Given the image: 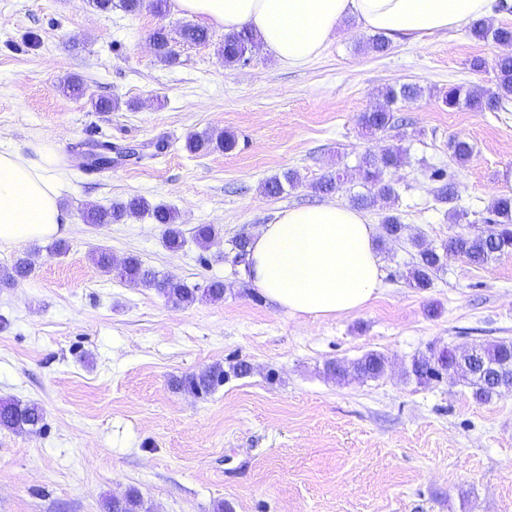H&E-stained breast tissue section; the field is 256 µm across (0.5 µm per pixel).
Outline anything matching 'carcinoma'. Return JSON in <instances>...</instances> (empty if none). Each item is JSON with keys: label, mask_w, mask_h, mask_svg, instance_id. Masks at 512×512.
<instances>
[{"label": "carcinoma", "mask_w": 512, "mask_h": 512, "mask_svg": "<svg viewBox=\"0 0 512 512\" xmlns=\"http://www.w3.org/2000/svg\"><path fill=\"white\" fill-rule=\"evenodd\" d=\"M472 37L477 40H492L496 43L509 42L512 44V27L508 25L495 26L479 19L469 27ZM182 39L189 43H205L210 35L207 29L186 25L181 30ZM152 41L157 56L164 62L176 60L170 39L165 28L156 29ZM256 47V39L252 32L242 30L224 36L222 55L224 65L231 68L247 61V54ZM494 86L484 90H472L462 85H453L442 97V102L450 110L469 107L480 111L497 112L505 108L512 99V55L500 57L494 67ZM423 89L416 83H406L399 87L387 86L380 95L383 103L370 112H364L359 117L361 128L377 132L391 126L394 119L392 106L397 102H409L422 96ZM236 145L235 136L229 132L217 135H191L186 142V148L194 154L208 153L214 150L229 151ZM96 151L87 156L85 166L93 171L112 168V143L95 142ZM453 157L459 162L469 159L472 147L464 140L452 138L448 143ZM405 162V153L401 148H389L383 153L367 152L359 161V168L367 186V192L352 197L353 205L358 208L375 206L380 201H386L396 196L393 185L385 180V172L400 167ZM430 178L439 183L437 197L440 201L449 203L455 199L453 183L448 181L447 173L436 169ZM297 183L296 173L288 170L282 176L266 180L263 191L269 195L282 192L284 185L293 186ZM150 214L158 224L166 225V242L169 248L175 250L184 243L183 231L177 224L178 215L172 209L159 204H152L143 197H133L123 203H117L108 209H92L87 212L86 219L91 224H112L123 218L140 214ZM494 219L487 232L479 235L455 233L448 237L441 249L430 248L418 237H409L407 241L414 250L415 261L405 275V283L411 288L427 289L432 286L434 279L443 271L448 261L455 256H464L474 265H483L493 256L512 252V196H502L491 205ZM406 225L402 224L397 215H387L381 222L380 239L400 241L404 239ZM31 263L26 257H18L11 267L0 275V282L8 284L27 277ZM118 276L120 280L147 288H155L174 305L194 303L202 296L212 302L224 300V283L214 281L206 287L190 286L182 281L171 278H158L154 270L145 266L137 257L126 258ZM472 354L474 367L456 373L458 378L470 386L473 395L479 401H488L504 388L512 389V340L481 346L444 349L428 352L413 357L406 374L420 385L439 380L443 372L448 370L449 362L456 356ZM387 359L381 353L370 352L346 366L337 361L329 362L324 369V375L338 382L349 379L368 380L381 377L386 369ZM249 373L247 362L241 360L231 366V371L215 363L198 373H190L174 381L178 390H192L201 395L214 391L224 384L229 375L242 377ZM44 411L36 403L5 400L0 402V428L12 431L36 432L43 427ZM143 502L140 494L131 490L122 498L105 500V512H141Z\"/></svg>", "instance_id": "1"}]
</instances>
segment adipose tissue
<instances>
[{"label": "adipose tissue", "mask_w": 512, "mask_h": 512, "mask_svg": "<svg viewBox=\"0 0 512 512\" xmlns=\"http://www.w3.org/2000/svg\"><path fill=\"white\" fill-rule=\"evenodd\" d=\"M225 32L250 29L262 50L298 68L316 58L341 26L418 38L457 30L489 17L492 0H174ZM63 178L51 148L39 161L0 147V242L23 243L59 234ZM376 230L359 211L339 203L292 207L253 237L249 278L292 315L330 318L367 304L382 272Z\"/></svg>", "instance_id": "ef3b65f1"}]
</instances>
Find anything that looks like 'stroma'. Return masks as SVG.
<instances>
[{
  "mask_svg": "<svg viewBox=\"0 0 512 512\" xmlns=\"http://www.w3.org/2000/svg\"><path fill=\"white\" fill-rule=\"evenodd\" d=\"M206 26L204 18L150 8L99 12L91 0H0V144L38 158L51 145L67 174L60 204L67 249L49 239L0 243V269L29 253V277L0 286V400L39 403V433L0 429V512H104L106 498L137 490L148 512H512V391L476 401L461 382L408 379L428 347L512 340V253L483 266L451 259L432 288H408L413 252L387 244L377 296L330 319L291 316L224 259L240 234L254 235L278 212L349 204L364 187L366 152L406 151L386 174L397 196L367 209L372 224L399 215L407 233L440 247L456 227V206L484 230L492 202L512 196L500 172L512 169V102L506 110H448L451 85L488 89L503 46L468 29L394 39L382 54L360 44L354 22L308 65L281 66L262 50L225 67L224 32L201 44L174 39L177 59L162 63L155 28ZM488 68L474 71L472 58ZM86 95L62 94L63 79ZM416 83V101L374 135L358 119L389 85ZM105 97L112 110L96 109ZM231 132L236 146L195 156L188 134ZM469 142L468 162L448 141ZM108 140L134 149L112 170L75 167V145ZM164 141L162 154L153 144ZM456 185L440 202L432 169ZM292 170L296 187L265 195L263 183ZM342 173L328 194L314 185ZM134 196L178 213L186 242L169 250L163 225L131 217L104 225L83 213ZM211 224L207 249L193 230ZM107 249L115 264L137 256L163 277L224 284L223 301L175 306L156 289L126 285L92 261ZM369 352L388 359L364 382L323 375L327 361ZM247 361L251 371L204 396L174 389V378L214 363Z\"/></svg>",
  "mask_w": 512,
  "mask_h": 512,
  "instance_id": "1",
  "label": "stroma"
}]
</instances>
